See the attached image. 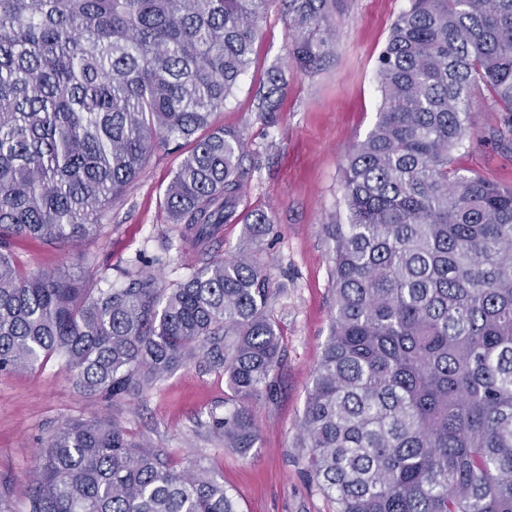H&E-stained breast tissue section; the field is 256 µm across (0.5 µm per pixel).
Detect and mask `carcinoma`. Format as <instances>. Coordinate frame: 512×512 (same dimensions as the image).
Returning a JSON list of instances; mask_svg holds the SVG:
<instances>
[{"label": "carcinoma", "mask_w": 512, "mask_h": 512, "mask_svg": "<svg viewBox=\"0 0 512 512\" xmlns=\"http://www.w3.org/2000/svg\"><path fill=\"white\" fill-rule=\"evenodd\" d=\"M265 0H0V371L60 357L74 385L137 398L199 357L236 401L224 446L257 439L246 402L282 339L257 253L214 249L241 196L244 143L213 126L252 63ZM345 0H288L289 62L333 49ZM381 105L349 154L335 313L297 435L335 512H512V186L451 167L491 91L512 150V0H410L378 57ZM284 71L259 111H277ZM192 148L163 209L200 264L173 288L140 269L102 288L32 274L12 237L75 247L160 145ZM28 512H238L206 469L177 468L102 418L38 453Z\"/></svg>", "instance_id": "obj_1"}]
</instances>
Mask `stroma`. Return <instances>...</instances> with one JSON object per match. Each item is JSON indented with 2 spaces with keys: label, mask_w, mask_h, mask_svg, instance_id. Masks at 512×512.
I'll return each instance as SVG.
<instances>
[{
  "label": "stroma",
  "mask_w": 512,
  "mask_h": 512,
  "mask_svg": "<svg viewBox=\"0 0 512 512\" xmlns=\"http://www.w3.org/2000/svg\"><path fill=\"white\" fill-rule=\"evenodd\" d=\"M409 0H345L336 19L332 53L318 69H287L289 17L282 0H266L252 64L239 81L215 126L237 131L246 143L241 169L245 188L238 210H260L272 219L269 234L242 222L225 225L222 249L235 255L261 248L270 278L269 306L283 336L282 361L273 386L249 404L257 440L248 452L224 445L211 415H223L233 401L224 376L192 361L169 374L142 398L106 400L75 388L58 358L33 371L0 372V485L8 486L9 512H27V486L39 448L65 423L107 417L135 439H143L181 467L200 463L222 480L239 512H333L306 471L295 446L307 389L331 332L334 313L333 251L324 225L343 210L345 160L373 128L380 92L377 58L391 26ZM285 67L286 86L276 125L265 123L259 102L268 69ZM475 97L474 133L453 154V168L465 175L512 186V152L492 138L496 113ZM188 151L173 142L157 148L138 178L117 200L98 235L78 249L51 247L35 239L7 245L38 273L70 268L84 255L105 284L121 286L123 269L136 256H154L161 240L173 247L167 262L153 266L162 285L174 287L194 258L161 206L164 190Z\"/></svg>",
  "instance_id": "1"
}]
</instances>
